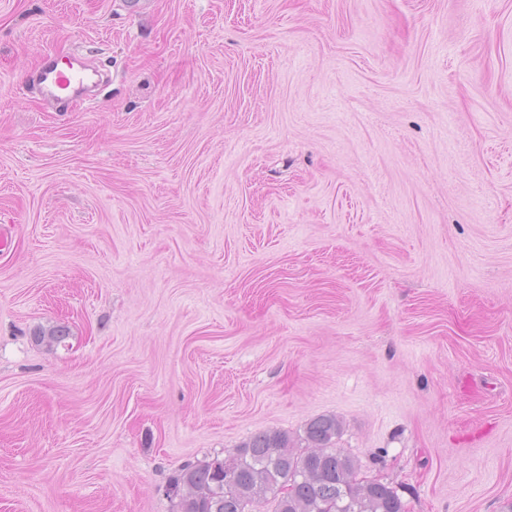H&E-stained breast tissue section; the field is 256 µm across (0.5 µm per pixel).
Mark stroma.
Listing matches in <instances>:
<instances>
[{"instance_id":"stroma-1","label":"stroma","mask_w":512,"mask_h":512,"mask_svg":"<svg viewBox=\"0 0 512 512\" xmlns=\"http://www.w3.org/2000/svg\"><path fill=\"white\" fill-rule=\"evenodd\" d=\"M0 229V512H173L324 414L512 512V0H0ZM61 57L51 52L40 59L28 77L39 90L43 100L59 101L67 93V98L85 100L92 96L95 85L89 84L85 72L87 66L81 58L73 56L64 63L65 69L58 68Z\"/></svg>"}]
</instances>
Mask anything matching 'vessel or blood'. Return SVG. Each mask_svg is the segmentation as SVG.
I'll use <instances>...</instances> for the list:
<instances>
[{"mask_svg":"<svg viewBox=\"0 0 512 512\" xmlns=\"http://www.w3.org/2000/svg\"><path fill=\"white\" fill-rule=\"evenodd\" d=\"M87 67L81 58L61 62L59 56L48 53L40 59L28 80L39 90L43 100L59 101L61 98L87 99L94 87L86 80Z\"/></svg>","mask_w":512,"mask_h":512,"instance_id":"vessel-or-blood-1","label":"vessel or blood"}]
</instances>
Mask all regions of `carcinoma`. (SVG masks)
<instances>
[{
	"mask_svg": "<svg viewBox=\"0 0 512 512\" xmlns=\"http://www.w3.org/2000/svg\"><path fill=\"white\" fill-rule=\"evenodd\" d=\"M341 430L321 415L294 438L266 430L224 459L186 463L168 484L174 512H405L389 484L356 478L358 461L336 448Z\"/></svg>",
	"mask_w": 512,
	"mask_h": 512,
	"instance_id": "cac0c4a2",
	"label": "carcinoma"
}]
</instances>
